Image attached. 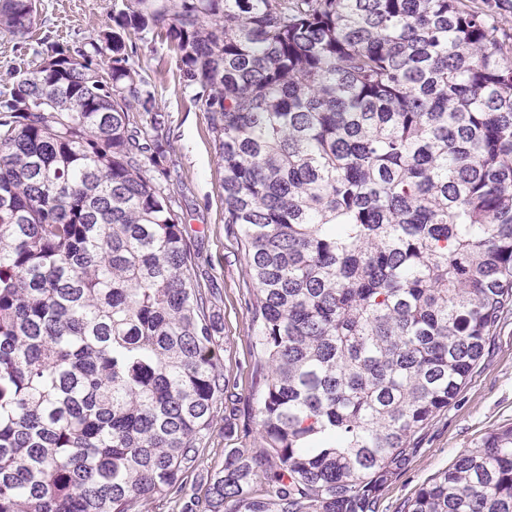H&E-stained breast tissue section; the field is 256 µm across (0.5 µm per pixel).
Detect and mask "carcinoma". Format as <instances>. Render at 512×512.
I'll return each mask as SVG.
<instances>
[{"mask_svg": "<svg viewBox=\"0 0 512 512\" xmlns=\"http://www.w3.org/2000/svg\"><path fill=\"white\" fill-rule=\"evenodd\" d=\"M474 0H125L0 92V512H376L512 311V28ZM38 0H0L29 41ZM207 112L269 452L184 483L225 380L132 38ZM265 493L254 492L257 483ZM407 512H512V427Z\"/></svg>", "mask_w": 512, "mask_h": 512, "instance_id": "carcinoma-1", "label": "carcinoma"}]
</instances>
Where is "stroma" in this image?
<instances>
[{"mask_svg": "<svg viewBox=\"0 0 512 512\" xmlns=\"http://www.w3.org/2000/svg\"><path fill=\"white\" fill-rule=\"evenodd\" d=\"M122 0H40L37 36L63 38L70 46L86 42L94 29L111 25ZM134 56L150 77L156 100L168 115L165 135L171 189L194 257V279L209 301L217 322L215 338L226 381L213 428L200 450L187 489L205 499L211 477L224 466L228 449L251 455L264 441L255 421L259 389L256 326L247 307L253 288L235 231L224 222V171L208 115L180 77L175 57L165 45L144 38ZM512 426V314L499 324L489 352L455 400L438 412L417 435V450L399 477L381 492L378 512H405L419 488L448 468L464 449Z\"/></svg>", "mask_w": 512, "mask_h": 512, "instance_id": "1", "label": "stroma"}]
</instances>
